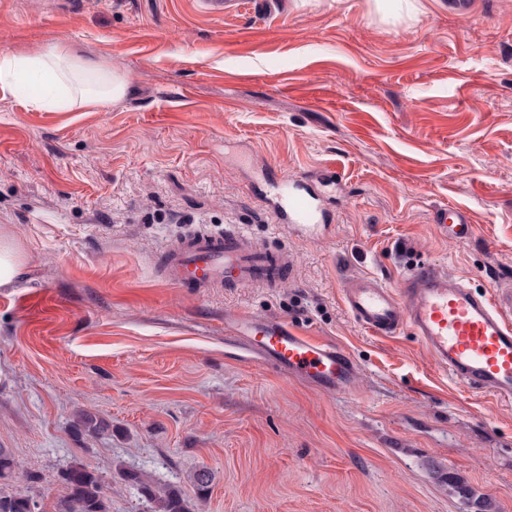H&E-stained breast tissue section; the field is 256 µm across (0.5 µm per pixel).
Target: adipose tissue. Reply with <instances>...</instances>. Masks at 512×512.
<instances>
[{
    "instance_id": "ef3b65f1",
    "label": "adipose tissue",
    "mask_w": 512,
    "mask_h": 512,
    "mask_svg": "<svg viewBox=\"0 0 512 512\" xmlns=\"http://www.w3.org/2000/svg\"><path fill=\"white\" fill-rule=\"evenodd\" d=\"M0 88L21 91L32 107L69 111L123 98L130 89L124 78L105 68L77 62L61 46L28 53L0 54Z\"/></svg>"
}]
</instances>
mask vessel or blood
<instances>
[{
  "label": "vessel or blood",
  "mask_w": 512,
  "mask_h": 512,
  "mask_svg": "<svg viewBox=\"0 0 512 512\" xmlns=\"http://www.w3.org/2000/svg\"><path fill=\"white\" fill-rule=\"evenodd\" d=\"M264 199L286 233L318 235L330 217L315 181L299 175L275 178ZM438 229L465 244L475 235L465 211L442 209ZM164 279L180 288L278 287L292 267L287 248L257 245L237 227L188 228L160 258ZM342 302L354 321L379 337L407 331L433 362L460 385L512 403V285L474 286L468 279L427 263L417 264L390 287L374 276L348 278ZM224 332L262 362L328 392L348 390L355 378L352 356L320 338L266 316H224Z\"/></svg>",
  "instance_id": "b4317fda"
}]
</instances>
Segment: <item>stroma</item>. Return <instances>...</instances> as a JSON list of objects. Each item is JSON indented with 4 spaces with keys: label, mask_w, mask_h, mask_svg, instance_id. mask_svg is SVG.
Returning a JSON list of instances; mask_svg holds the SVG:
<instances>
[{
    "label": "stroma",
    "mask_w": 512,
    "mask_h": 512,
    "mask_svg": "<svg viewBox=\"0 0 512 512\" xmlns=\"http://www.w3.org/2000/svg\"><path fill=\"white\" fill-rule=\"evenodd\" d=\"M0 0V53L59 43L127 78L69 112L0 91V236L23 255L0 287V448L43 512L81 462L110 512H152L126 470L178 487L192 512H512V405L472 393L415 337L360 327L340 288L398 285L427 262L512 281V0ZM341 177L314 238L260 202L266 170ZM447 206L474 238L445 240ZM235 225L287 246L277 288H177L158 261L188 227ZM250 312L333 342L353 386L321 390L224 335ZM102 422L77 434L81 412ZM213 474L206 501L194 473ZM37 474L27 485L24 475ZM456 474L467 486L448 482Z\"/></svg>",
    "instance_id": "35a3bbf8"
}]
</instances>
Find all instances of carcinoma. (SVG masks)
<instances>
[{"mask_svg": "<svg viewBox=\"0 0 512 512\" xmlns=\"http://www.w3.org/2000/svg\"><path fill=\"white\" fill-rule=\"evenodd\" d=\"M74 428L79 433L93 435L100 430L101 422L90 413H82ZM16 468L17 463L11 452L0 448V480L11 478ZM59 478L64 495L58 499L54 512H109L112 487L105 484L96 470L76 463L61 471ZM122 478L154 504V512H190L181 491L176 487L154 488L134 471L123 472ZM193 485L198 497H207L212 485L211 472L206 469L196 471ZM33 504H38V501L27 491L11 494L0 492V512H32Z\"/></svg>", "mask_w": 512, "mask_h": 512, "instance_id": "cac0c4a2", "label": "carcinoma"}]
</instances>
